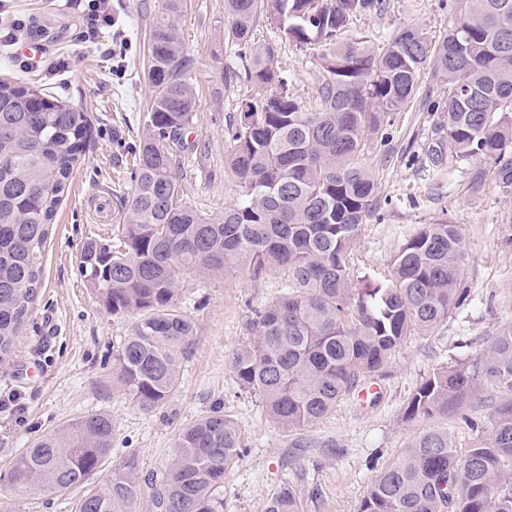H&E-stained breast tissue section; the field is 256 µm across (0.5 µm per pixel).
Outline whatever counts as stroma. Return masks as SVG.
Segmentation results:
<instances>
[{
	"label": "stroma",
	"mask_w": 512,
	"mask_h": 512,
	"mask_svg": "<svg viewBox=\"0 0 512 512\" xmlns=\"http://www.w3.org/2000/svg\"><path fill=\"white\" fill-rule=\"evenodd\" d=\"M164 3L112 0L116 24L102 29L98 40L122 53L109 58L99 44L78 43L79 17L59 0L10 2L15 15L35 18L45 31L48 65L27 73V80L89 112L92 141L55 217L42 286L20 342L13 356L0 361V512H75L77 493L18 499L6 486L13 460L48 431L91 412L110 414L116 434L112 453L95 476L101 484L131 453L144 472L163 471L182 428L219 405L240 426L245 448L224 477L223 512H264L286 484L299 512H359L374 480L422 431L450 428L461 452L487 434L488 406L502 399L500 390L481 387V403L445 417L410 420L406 407L435 369L475 366L488 337L512 327V190L491 177L481 189H471L479 166L474 159L447 156L441 167H430L427 150L441 118L436 105L446 89L432 68H425L418 94L385 119L382 135L365 150L376 190L372 214L352 249V266L390 278L400 244L422 225L445 220L461 227L466 301L431 332L408 336L382 373L362 380V387H378L377 399L364 401L351 392L318 422L287 430L241 388L229 364L236 349L255 339V310L284 294L283 276L232 270L189 278L181 299L195 324V343L182 360L178 389L162 407L142 410L110 379L112 351L130 333L133 319L99 305L78 263L83 241L118 223L119 198L131 187L133 152L154 94L147 76L149 31ZM383 3V11L354 17L348 37L379 45L400 27L417 26L435 43L461 18L456 0ZM181 35L196 61L192 79L198 93L189 147L181 157V184L187 203L219 212L242 199L226 171L230 144L224 132L236 123L240 102L252 88L227 79L240 60L237 46L224 36V0H186ZM255 38L274 46L294 94L313 106L323 78L315 60L269 21L257 24Z\"/></svg>",
	"instance_id": "stroma-1"
}]
</instances>
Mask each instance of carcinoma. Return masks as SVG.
I'll list each match as a JSON object with an SVG mask.
<instances>
[{"mask_svg":"<svg viewBox=\"0 0 512 512\" xmlns=\"http://www.w3.org/2000/svg\"><path fill=\"white\" fill-rule=\"evenodd\" d=\"M185 0H166L150 29L154 88L134 153L131 191L107 236L87 238L80 274L108 312L134 316L114 355L112 379L151 411L176 391L194 323L180 295L192 276L280 270L287 291L256 312L254 343L229 363L243 389L287 429L336 408L360 378L379 372L404 339L429 332L464 301L460 225L425 224L393 257L386 282L360 277L349 259L371 212L375 178L362 156L385 114L415 97L429 56L448 81L430 163L442 146L458 158L490 160L512 187V0H459L463 18L435 46L418 27L386 44L342 38L353 17L381 0H224V34L240 47L234 78L257 90L227 128L229 167L245 200L207 214L183 199L177 178L197 112L194 59L179 23ZM303 50L315 46L326 73L313 108L301 105L257 44L259 17ZM92 124L88 113L20 77L0 80V360L15 352L41 286L53 219ZM512 392V327L488 341L473 369L446 366L415 390L407 418L448 415L478 397L477 381ZM489 437L459 456L447 428L421 432L373 482L360 512H512V398L489 412ZM112 417L94 412L36 438L11 468L10 491L39 497L83 491L76 512H223L225 472L244 455L239 426L216 406L184 427L165 470L145 474L135 454L104 486L88 481L112 452ZM264 512H298L283 486Z\"/></svg>","mask_w":512,"mask_h":512,"instance_id":"carcinoma-1","label":"carcinoma"}]
</instances>
